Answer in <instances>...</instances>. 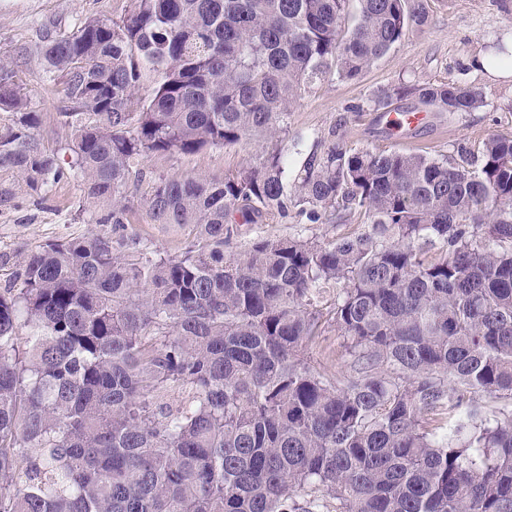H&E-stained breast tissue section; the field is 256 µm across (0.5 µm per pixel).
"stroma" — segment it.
<instances>
[{
  "label": "stroma",
  "instance_id": "1",
  "mask_svg": "<svg viewBox=\"0 0 512 512\" xmlns=\"http://www.w3.org/2000/svg\"><path fill=\"white\" fill-rule=\"evenodd\" d=\"M428 5L427 24L410 29L362 77L345 81L332 74L305 92L290 115L284 140L289 172L299 171L331 134L349 149H409L449 157L461 148L478 147L489 135L512 136V78H500L482 66L494 44L512 42V10L504 11L500 0H428ZM133 6L134 0H0V60L10 63L16 82L29 92L32 108L41 114L38 134L47 149L60 152L62 161L70 159L62 151L69 132L58 122L65 106L62 84L44 72L40 45L44 37L69 34L89 17L121 20ZM414 83L469 85L481 91L484 105L472 112L429 113L417 127L395 135L372 100L380 89ZM263 147L252 140L189 155H149L135 165L142 175L139 190L147 192L160 176L223 178L255 165ZM0 192L8 196L0 202V290L21 272L25 254L57 240L112 232L111 225L100 221L109 204L88 198L78 179L36 193L12 168L0 167ZM363 222L357 213L339 211L312 224L293 208L284 218L237 225L230 249L241 251L261 237L351 234ZM128 230L164 255L180 254L190 239L186 228L151 223L138 204L128 214ZM347 346V338L329 327L305 355L322 373L340 377L347 371Z\"/></svg>",
  "mask_w": 512,
  "mask_h": 512
}]
</instances>
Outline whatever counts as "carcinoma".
Returning a JSON list of instances; mask_svg holds the SVG:
<instances>
[{
	"label": "carcinoma",
	"mask_w": 512,
	"mask_h": 512,
	"mask_svg": "<svg viewBox=\"0 0 512 512\" xmlns=\"http://www.w3.org/2000/svg\"><path fill=\"white\" fill-rule=\"evenodd\" d=\"M350 2L135 0L47 39L66 167L0 61V166L34 192L81 178L113 232L46 244L0 292V512H512V411L479 402L512 399V137L453 161L331 140L288 180L302 94L358 79L429 18L428 0H358L347 27ZM409 95L483 104L455 83L375 102ZM253 138L273 142L257 165L144 197L151 223L190 229L181 254L125 233L138 158ZM290 206L366 229L224 254L232 225ZM328 325L349 339L336 379L304 356Z\"/></svg>",
	"instance_id": "1"
}]
</instances>
